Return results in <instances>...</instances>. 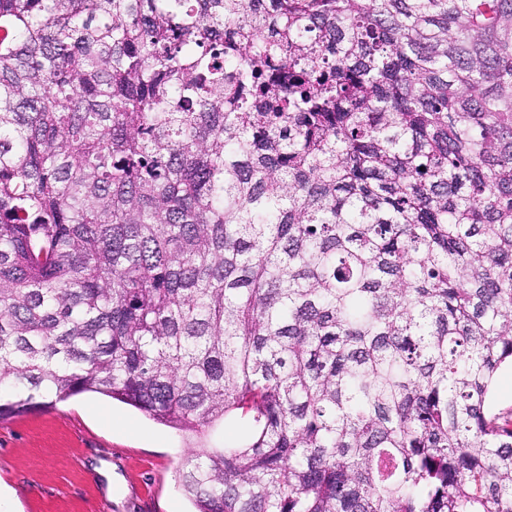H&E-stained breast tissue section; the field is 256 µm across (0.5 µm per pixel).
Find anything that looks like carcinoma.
Instances as JSON below:
<instances>
[{
  "label": "carcinoma",
  "mask_w": 512,
  "mask_h": 512,
  "mask_svg": "<svg viewBox=\"0 0 512 512\" xmlns=\"http://www.w3.org/2000/svg\"><path fill=\"white\" fill-rule=\"evenodd\" d=\"M512 0H0V420L244 436L195 512H512ZM488 408L492 414L512 410V369H504L498 378L496 387L489 399Z\"/></svg>",
  "instance_id": "cac0c4a2"
}]
</instances>
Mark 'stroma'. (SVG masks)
<instances>
[{"mask_svg":"<svg viewBox=\"0 0 512 512\" xmlns=\"http://www.w3.org/2000/svg\"><path fill=\"white\" fill-rule=\"evenodd\" d=\"M242 432L201 441L94 393L0 420V512H192L182 458Z\"/></svg>","mask_w":512,"mask_h":512,"instance_id":"stroma-1","label":"stroma"}]
</instances>
